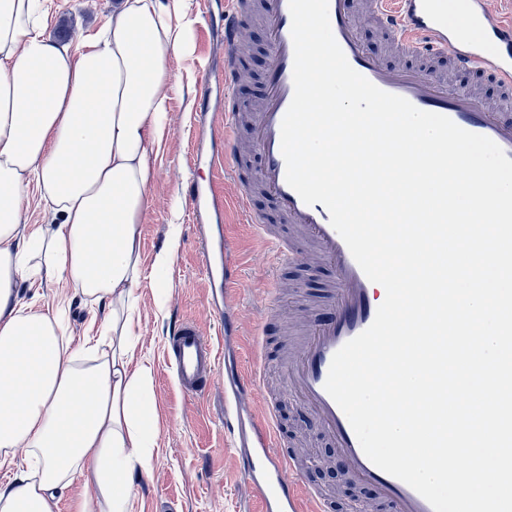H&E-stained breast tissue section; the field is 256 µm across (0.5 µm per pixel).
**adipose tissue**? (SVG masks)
Returning <instances> with one entry per match:
<instances>
[{
	"label": "adipose tissue",
	"instance_id": "adipose-tissue-1",
	"mask_svg": "<svg viewBox=\"0 0 512 512\" xmlns=\"http://www.w3.org/2000/svg\"><path fill=\"white\" fill-rule=\"evenodd\" d=\"M184 0H117L75 43L52 38L37 0H0V512H130L153 466V374L136 360V290L154 160L168 134L170 65L189 54ZM37 189L54 222L22 228ZM104 312L66 339L58 313L21 303L44 278ZM91 492V483L88 476L78 475L74 481L64 488L59 495L57 512H73L77 501Z\"/></svg>",
	"mask_w": 512,
	"mask_h": 512
}]
</instances>
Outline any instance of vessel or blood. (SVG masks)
<instances>
[{
  "label": "vessel or blood",
  "mask_w": 512,
  "mask_h": 512,
  "mask_svg": "<svg viewBox=\"0 0 512 512\" xmlns=\"http://www.w3.org/2000/svg\"><path fill=\"white\" fill-rule=\"evenodd\" d=\"M380 29L396 44L405 61L394 68L369 54L361 41L350 0H328L333 35L349 64L378 88L404 97L420 110L450 118L459 127L493 140L512 159V113L501 102L512 100V14L504 15L491 0H367ZM266 29L268 62L260 100L246 104L232 89L242 73L246 50L240 40L252 17ZM294 49L289 0H226L224 7V111L211 135L212 150L195 149L196 165H229L237 184L235 196L214 185L190 181L184 191L199 224L198 250L208 278L226 285L238 280L231 244L210 225H223L230 202L248 210L266 248L285 264L302 265V241L312 243L316 258L336 275L323 309L327 316L304 322L299 345L286 359V390L311 413L320 436L328 438L347 464L352 484L370 486L372 512H433L431 505L403 481L376 467L364 454L343 411L324 384L334 354L373 322L385 293L371 282L330 224L322 204L307 205L286 181L281 151V124L291 103ZM466 70L480 83L498 90L499 100L487 104L474 89L449 87L447 71ZM249 124V147H242L238 128ZM258 158L249 171L250 158ZM269 197L274 217L250 212L252 193ZM228 334L238 330L232 295L212 306ZM174 369L184 393L204 392L216 375L214 343L198 323H179L172 338ZM261 388L257 368L236 367L224 383V438L237 452L241 477L251 489L257 512H328L325 493L307 477V466L287 451L276 403L261 412L252 403Z\"/></svg>",
  "instance_id": "b4317fda"
}]
</instances>
